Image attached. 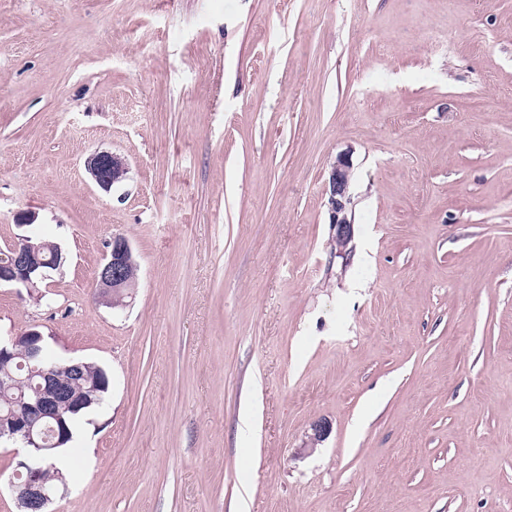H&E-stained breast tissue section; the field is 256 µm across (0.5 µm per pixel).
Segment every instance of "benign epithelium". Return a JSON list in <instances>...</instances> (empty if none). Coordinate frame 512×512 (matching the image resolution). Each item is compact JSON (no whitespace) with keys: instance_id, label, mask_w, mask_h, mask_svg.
<instances>
[{"instance_id":"benign-epithelium-1","label":"benign epithelium","mask_w":512,"mask_h":512,"mask_svg":"<svg viewBox=\"0 0 512 512\" xmlns=\"http://www.w3.org/2000/svg\"><path fill=\"white\" fill-rule=\"evenodd\" d=\"M87 171L99 187L108 190L123 180L127 163L117 154L98 152L88 159ZM349 180L350 162L348 157L341 154L329 174L327 199L329 223L336 226V243L340 254L345 252L352 234V219L348 215ZM64 260L59 244L53 245L52 257L48 259L42 245L34 243L28 234L21 235L8 251L0 254V287L33 288L36 279H46L48 272L60 268ZM134 263L129 242L122 236L112 237L97 272L96 283L101 296L106 298L121 292L128 285L127 270ZM43 340V333L32 328L5 339L0 343V353L9 347L19 349L20 356L39 364ZM36 373L42 383L24 403L25 415H0V438L18 439L22 445V451L14 452V456L18 457L15 470L17 481L11 482L20 512L46 509L57 496L59 487L46 485L42 477L43 465L57 448L70 439L63 411L76 409L83 403L80 396L60 383L55 369L42 366L36 369Z\"/></svg>"}]
</instances>
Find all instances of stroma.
Segmentation results:
<instances>
[{
	"instance_id": "1",
	"label": "stroma",
	"mask_w": 512,
	"mask_h": 512,
	"mask_svg": "<svg viewBox=\"0 0 512 512\" xmlns=\"http://www.w3.org/2000/svg\"><path fill=\"white\" fill-rule=\"evenodd\" d=\"M23 214L67 260L0 336L111 376L49 512H512V0H0ZM87 171L99 187L108 190L123 180L127 163L117 154L98 152L88 159ZM350 162L345 155H339L333 164L328 179L327 207L330 224L336 226L338 253L346 252L352 234V219L348 215L347 195L350 180ZM96 276L102 297L121 291L128 285L127 270L136 262L129 242L122 236H113ZM44 340V335L38 329L32 328L22 334L16 336H9L2 344L0 340V353L7 350L8 347L12 349H19L22 353H13L14 356H22L28 362L36 364L41 363V353L44 345L41 342Z\"/></svg>"
}]
</instances>
